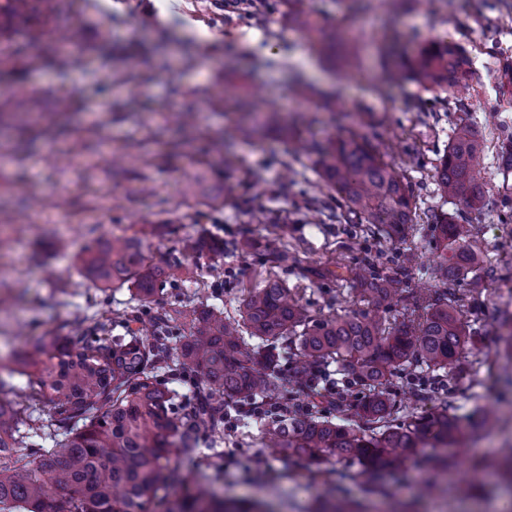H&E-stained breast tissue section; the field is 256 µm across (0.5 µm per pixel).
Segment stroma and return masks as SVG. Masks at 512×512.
Masks as SVG:
<instances>
[{
  "label": "stroma",
  "instance_id": "1",
  "mask_svg": "<svg viewBox=\"0 0 512 512\" xmlns=\"http://www.w3.org/2000/svg\"><path fill=\"white\" fill-rule=\"evenodd\" d=\"M157 8L153 16L139 0H68L55 24L72 31L79 51L64 72L53 64L52 33L36 41L23 33L6 46L0 100L27 94L42 104L33 116L0 115V378L14 401L26 400L30 389L26 376L12 372V357L81 319L109 323L136 309L147 328L154 309L177 299L235 317L247 290L270 278L283 280L313 315L331 319L362 309L349 270L380 248L394 267L418 256L406 286L432 287L440 251L426 217L456 209L438 196L435 167L457 123L477 131L487 199L512 188L496 150L501 130L512 128V95L496 80L501 61L512 60V0H358L350 11L337 0H306L310 21L325 31L352 29L354 53L336 60L289 24L283 0H267L256 16L222 20L207 0H159ZM431 39L467 49L469 91L376 84L392 44L414 55ZM257 90L302 112L304 137L363 138L407 176L418 218L405 242L383 246L360 225L323 223L312 210L288 226L257 222V210L286 216L305 198L327 202L333 194L290 137L272 131L240 138L236 102ZM184 105L194 108L187 123H165L166 111ZM106 140L128 146L134 159L113 167ZM218 141L230 145L232 168L215 151ZM290 166L300 172L293 181ZM31 195L44 200L43 210L23 207ZM204 195L224 196L223 208L201 206ZM464 216L476 227L492 279L469 290L477 362L472 375L454 380L448 403L458 417L484 405L496 419L469 448L484 469L448 472L445 492L428 495L421 512H512L498 468L512 448V362L499 356L502 314L512 313V223H501L491 208ZM104 235L138 236L157 260L183 259L189 271L165 284L149 307H138L125 287L102 293L81 260ZM189 238L224 242L223 273L211 272L209 256L185 253ZM282 251L287 264L274 263ZM226 412L223 430L183 461L172 492L183 476L218 471L224 496L261 498L276 512H311L318 487L310 465L260 442L253 427L236 420L234 405Z\"/></svg>",
  "mask_w": 512,
  "mask_h": 512
}]
</instances>
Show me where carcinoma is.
Masks as SVG:
<instances>
[{
    "mask_svg": "<svg viewBox=\"0 0 512 512\" xmlns=\"http://www.w3.org/2000/svg\"><path fill=\"white\" fill-rule=\"evenodd\" d=\"M304 2L289 0V20L308 26L324 53L349 50L347 28L327 34L310 26ZM466 64L462 47L432 41L415 57L385 67L379 80L396 84L410 76L453 91L468 86ZM243 107L265 123L294 129L303 153L318 158L323 180L336 192L328 218L353 215L370 233L391 242L405 238L412 191L370 144L354 135L307 142L292 116L261 94ZM40 110L32 95L0 101L1 113ZM479 152L473 129L456 126L436 168L440 197L467 210L489 205L477 181ZM497 155L500 165L512 167L511 132L499 139ZM433 224L443 252L434 272L438 288L404 293L408 270H388L375 255L352 270L367 308L329 320L313 319L284 283L271 280L248 292L238 320L217 307L175 304L153 316L149 334L132 327L139 322L135 314L120 322L121 333L96 324L90 336L77 325L71 334L53 337L49 348L18 357L33 404L0 399V512H271L263 500L218 498L196 478L184 482L180 496L168 495L170 474L196 453L200 436L221 431L226 399L264 401L272 447L315 466L311 477L319 484V507L314 512H369L365 504L341 499L332 457L373 480L370 495L387 500L386 512H411L392 501L373 472L416 458L430 440L462 455L472 435L491 420L489 412L477 410L467 430L443 396L429 411L398 421L391 393L395 374L429 375L443 384L472 370L465 354L473 350L476 331L463 319L467 292L458 284L467 275L472 284L482 283L484 252L460 211L438 213ZM82 265L101 291L125 285L142 306L183 267L177 259L154 262L135 236L100 238ZM179 320L194 333H174ZM283 345L295 357L286 375L279 366ZM333 364L342 379L368 391L354 415L346 413L348 395L328 401L321 392L312 408L293 402L288 414L280 413L274 398L283 384L306 390ZM172 366L201 381L197 406L185 414L177 394L160 379L159 370ZM42 404L49 406L50 430L40 434L34 412ZM36 435L50 439L52 447L22 450L25 439Z\"/></svg>",
    "mask_w": 512,
    "mask_h": 512,
    "instance_id": "obj_1",
    "label": "carcinoma"
}]
</instances>
